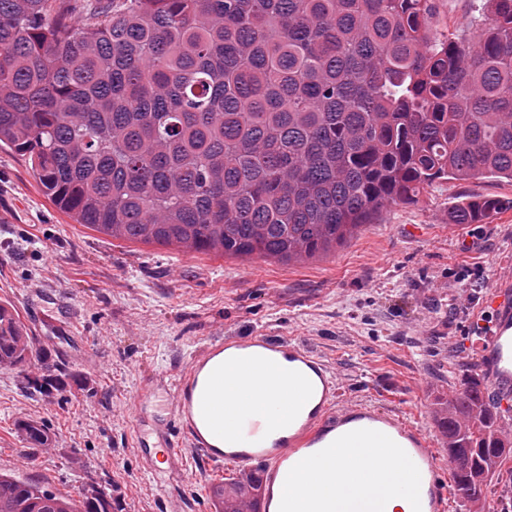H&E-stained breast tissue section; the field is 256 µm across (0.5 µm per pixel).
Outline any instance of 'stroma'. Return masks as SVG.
<instances>
[{
    "label": "stroma",
    "instance_id": "1",
    "mask_svg": "<svg viewBox=\"0 0 512 512\" xmlns=\"http://www.w3.org/2000/svg\"><path fill=\"white\" fill-rule=\"evenodd\" d=\"M512 198V181L448 180L397 204L336 251L303 262L186 253L115 239L75 223L25 157L0 148V301L38 336L43 370H0V471L79 500L102 492L116 512H217L214 486L239 477L190 452L158 482L137 457L133 401L168 383L225 336L302 343L335 370L343 404L369 401L429 431L448 450L436 399L478 382L473 317L512 278V209L480 224L448 219L462 196ZM43 424L32 447L20 424Z\"/></svg>",
    "mask_w": 512,
    "mask_h": 512
}]
</instances>
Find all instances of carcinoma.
I'll return each mask as SVG.
<instances>
[{"label": "carcinoma", "instance_id": "carcinoma-1", "mask_svg": "<svg viewBox=\"0 0 512 512\" xmlns=\"http://www.w3.org/2000/svg\"><path fill=\"white\" fill-rule=\"evenodd\" d=\"M439 0H0V148L113 238L304 261L442 180H512V0L453 38ZM512 201L463 197L453 224ZM43 348L0 303V369ZM455 486L483 499L509 442L478 384L440 405ZM28 439L45 428L20 423ZM259 478L214 489L257 512ZM0 512H109L0 473Z\"/></svg>", "mask_w": 512, "mask_h": 512}]
</instances>
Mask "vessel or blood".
Here are the masks:
<instances>
[{
    "label": "vessel or blood",
    "instance_id": "b4317fda",
    "mask_svg": "<svg viewBox=\"0 0 512 512\" xmlns=\"http://www.w3.org/2000/svg\"><path fill=\"white\" fill-rule=\"evenodd\" d=\"M475 320L488 400L512 420V280L501 281ZM230 366L238 378L272 375L282 386L261 397L242 385L222 397ZM340 394L335 373L307 347L227 336L195 354L174 382L135 399L137 454L162 480L184 446L207 466L256 471L259 512H299L296 487L310 474L318 479L311 495L326 512H383L394 491L408 495L412 512H447L452 490L428 430L370 402L339 408ZM340 460L351 491L341 499L327 481Z\"/></svg>",
    "mask_w": 512,
    "mask_h": 512
}]
</instances>
